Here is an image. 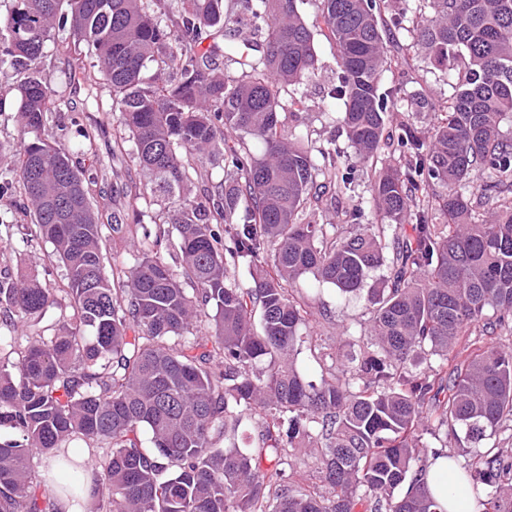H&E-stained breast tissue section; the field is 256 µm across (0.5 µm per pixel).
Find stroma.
<instances>
[{
    "label": "stroma",
    "mask_w": 512,
    "mask_h": 512,
    "mask_svg": "<svg viewBox=\"0 0 512 512\" xmlns=\"http://www.w3.org/2000/svg\"><path fill=\"white\" fill-rule=\"evenodd\" d=\"M315 42L318 73L305 88L306 109L294 128L297 134L308 138L315 146L339 151L343 164L354 173L351 189L343 204L348 208L360 207V222L367 225L374 221L370 192L372 171L370 166L355 161L354 150L340 124L341 106L329 97L330 87L336 79V51L323 37H316ZM79 62L88 67L93 59L86 56L83 48L71 42H51L39 68L50 77L54 89L49 114L51 125L67 127L65 143L73 152V161L76 166L90 168L94 166L97 155L107 152L112 145L115 116L110 110L111 97L106 93L101 96L102 110L83 111L82 96L75 93L68 79L71 68ZM409 63L406 71L392 68L383 74V86H402L406 94L413 97L408 106L389 113L388 124L393 127L402 123L426 131L437 122L438 114L432 108L433 103L451 92L448 75L415 56L410 57ZM18 79L13 70L0 71V97L5 100L0 106V145L7 148L18 146L21 141L14 109V87ZM75 117L80 118L84 127L95 130V142H87L70 130L69 124ZM0 217L5 220L0 226V277L14 275L18 268L25 267L52 285L63 284V266L46 259L49 245L39 240L23 242L20 226L24 218L15 212L13 195L0 196ZM304 283L312 298L311 336L301 347L297 367L306 380L317 382L326 372L330 353L336 350L335 334L348 331L360 335L370 304L366 294L342 297L334 286L316 282L310 275L305 276Z\"/></svg>",
    "instance_id": "35a3bbf8"
}]
</instances>
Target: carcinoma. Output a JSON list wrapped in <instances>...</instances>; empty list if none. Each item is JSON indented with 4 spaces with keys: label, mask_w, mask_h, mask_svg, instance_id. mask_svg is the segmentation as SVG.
Instances as JSON below:
<instances>
[{
    "label": "carcinoma",
    "mask_w": 512,
    "mask_h": 512,
    "mask_svg": "<svg viewBox=\"0 0 512 512\" xmlns=\"http://www.w3.org/2000/svg\"><path fill=\"white\" fill-rule=\"evenodd\" d=\"M314 2L356 157L374 161L389 140L404 158L374 168L379 223L356 232L313 220L336 213L350 179L281 119L303 111L317 71L297 0H12L0 68L26 71L16 104L29 139L0 146V188L19 196L65 283L0 280V316L37 325L58 311L37 332L0 334V512H59L36 454L60 460L70 497L90 489L93 512H440L427 473L448 442L424 434L469 454L512 422V347L470 340L512 332V0H423L421 22L407 7L385 18L376 0ZM242 22L248 51L222 50L217 37ZM402 31L457 76L428 133L386 132L402 99L379 91L381 75L408 60L385 36ZM60 34L95 59L72 72L83 111L100 109L107 85L142 179L85 175L48 134L53 87L37 64ZM211 166L224 172L214 187ZM107 184L126 205L104 224L91 186L104 196ZM146 196L160 206L151 224ZM114 234L132 263L107 272ZM382 266L367 338L342 336L329 376L305 380L296 282L311 273L354 294ZM245 417L258 433L242 446ZM76 439L108 449L91 473L69 454ZM312 447L322 488L309 490L290 473ZM474 472L476 509L512 512V454L478 452Z\"/></svg>",
    "instance_id": "1"
}]
</instances>
